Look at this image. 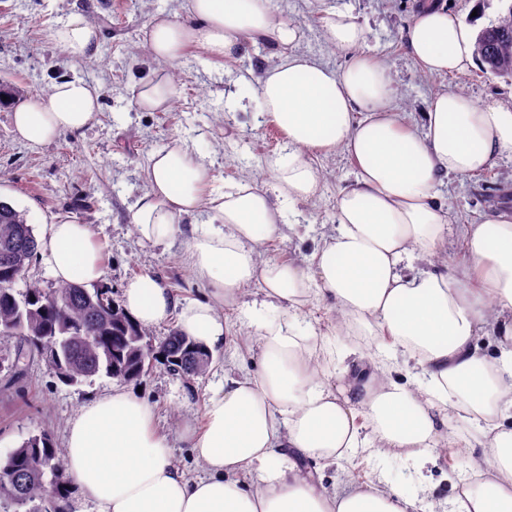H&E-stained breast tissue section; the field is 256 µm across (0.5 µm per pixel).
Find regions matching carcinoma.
<instances>
[{
    "instance_id": "cac0c4a2",
    "label": "carcinoma",
    "mask_w": 512,
    "mask_h": 512,
    "mask_svg": "<svg viewBox=\"0 0 512 512\" xmlns=\"http://www.w3.org/2000/svg\"><path fill=\"white\" fill-rule=\"evenodd\" d=\"M475 49L485 71L512 75V3L478 33ZM38 251L39 242L24 214L0 201V338L16 341V351L7 359L9 373L23 371L24 360L38 350V340L54 344L56 357L46 366L68 385L101 375L136 382L157 364L170 371L177 368L189 380L207 373L211 353L177 329L153 349L143 347L147 335L107 288L34 281L24 292H16L12 284ZM52 478L58 482L59 497L49 503L44 489ZM68 479L64 456L45 429L0 458V505L13 507V512H65Z\"/></svg>"
}]
</instances>
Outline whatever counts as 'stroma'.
<instances>
[{
    "mask_svg": "<svg viewBox=\"0 0 512 512\" xmlns=\"http://www.w3.org/2000/svg\"><path fill=\"white\" fill-rule=\"evenodd\" d=\"M271 2L278 14L301 28L300 52L319 56L338 69L347 58L324 40L320 19L336 10L358 17L366 26L365 54L389 68L414 127H422L431 102L447 90L464 91L482 103L512 106V79L483 72L478 65L430 77L407 56L403 34L419 0ZM437 2L478 29L494 23L507 6L506 0ZM186 5L187 0H0V83L17 91L12 103L0 105V200L23 213L37 231L63 220L90 225L102 248V284L117 300L128 280L146 273L156 276L177 304L208 297L207 287L184 260L185 234L153 245L140 238L133 222L136 204L149 188L152 153L182 142L207 168V189L216 195L245 181L270 180L269 162L284 152L287 143L283 131L261 117L256 101L239 97L246 82L276 63L275 52L267 45L247 44L228 65L192 47L163 67L152 60L145 41L150 21L158 15L183 18ZM75 13L100 30L95 59H72L50 37ZM161 67L175 77V102L157 111L141 109L136 92ZM75 77L99 92L101 109L93 123L43 147L20 142L11 126L13 105L36 100L52 84ZM313 163L321 174L317 196L288 212L291 228L286 237L266 245L269 256L302 267L309 266L312 252L335 235L337 193L356 177L351 159L338 151L317 154ZM435 193L454 219L443 248L449 262H461L459 225L512 206V156L499 157L480 173L449 177L436 185ZM259 364L258 350L243 329L227 337L205 377L186 382L159 365L127 389L140 393L151 406L154 430L166 437L177 466L194 478L202 469L183 438L184 424L202 425L225 369L253 374ZM115 385V379L96 376L68 386L42 362H34L18 389L0 392V456L46 428L52 431L55 448L64 450L68 423L81 405ZM448 435L467 442V452L438 449L420 474L406 457L375 456L366 450L333 465L314 464L312 470L327 491L342 490L353 472L360 482L380 478L399 488L415 500L418 512H437L441 502L464 488L471 457L486 453L479 444L478 426L465 415L449 414Z\"/></svg>",
    "mask_w": 512,
    "mask_h": 512,
    "instance_id": "35a3bbf8",
    "label": "stroma"
}]
</instances>
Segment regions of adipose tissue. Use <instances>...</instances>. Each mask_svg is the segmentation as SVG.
<instances>
[{
    "mask_svg": "<svg viewBox=\"0 0 512 512\" xmlns=\"http://www.w3.org/2000/svg\"><path fill=\"white\" fill-rule=\"evenodd\" d=\"M321 30L347 55L344 68L298 52L300 28L270 0H188L185 19L157 17L148 26L150 55L161 64L192 45L224 60L249 42L272 46L277 64L247 92L286 134L288 150L270 161L271 184L243 182L209 199L208 170L181 143L151 156L149 191L133 215L137 231L162 244L182 217L209 207V223L185 230L186 260L209 297L176 306L167 288L143 274L123 289L125 312L142 327L176 318L182 333L213 350L229 334L221 307L237 304L245 284L261 281L262 298L242 311L257 338L261 371L226 378L209 400L204 430L186 428L204 470L191 480L153 431L147 403L120 388L88 400L68 424L65 458L80 498L95 512H416L413 499L381 481L328 493L308 464L367 446L418 458L447 441L450 412L479 423L492 456L472 459L480 481L451 499L448 512H512V428L497 421L512 410V212L460 225L467 261L452 265L441 245L453 219L434 193L443 178L476 174L512 155V108L450 90L434 99L416 131L389 69L364 55L357 18L331 12ZM51 37L76 59L99 51L97 27L79 14ZM404 48L429 76L475 64L471 29L436 0H424L415 13ZM98 108L95 87L65 80L16 107L13 130L30 145H47L86 128ZM335 150L358 171L336 197V235L312 253L307 271L267 257L265 242L284 231L285 204L319 190L312 154ZM42 239L39 257L57 281H102L90 225L51 224ZM415 259L427 270L405 273L403 264ZM313 297L332 301L334 335H318L301 317ZM279 307L287 316H270ZM487 324L499 346L493 361L475 342ZM354 331L384 342L330 377L322 350ZM399 350L420 369L413 382L387 373Z\"/></svg>",
    "mask_w": 512,
    "mask_h": 512,
    "instance_id": "ef3b65f1",
    "label": "adipose tissue"
}]
</instances>
